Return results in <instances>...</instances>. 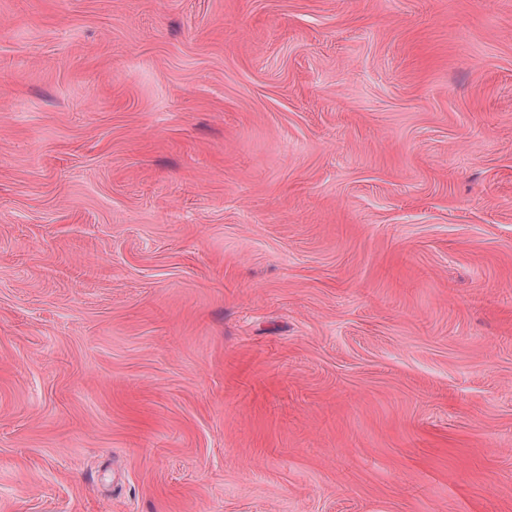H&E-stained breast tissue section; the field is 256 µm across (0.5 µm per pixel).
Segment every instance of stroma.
I'll return each instance as SVG.
<instances>
[{
    "label": "stroma",
    "mask_w": 512,
    "mask_h": 512,
    "mask_svg": "<svg viewBox=\"0 0 512 512\" xmlns=\"http://www.w3.org/2000/svg\"><path fill=\"white\" fill-rule=\"evenodd\" d=\"M0 512H512V0H0Z\"/></svg>",
    "instance_id": "1"
}]
</instances>
